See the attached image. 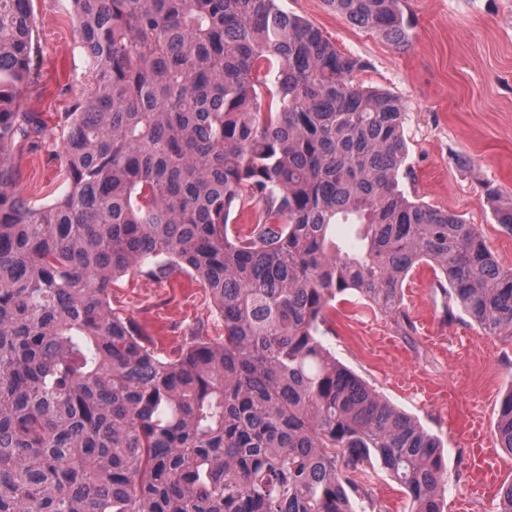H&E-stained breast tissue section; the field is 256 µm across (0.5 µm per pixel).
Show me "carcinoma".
<instances>
[{
  "instance_id": "cac0c4a2",
  "label": "carcinoma",
  "mask_w": 512,
  "mask_h": 512,
  "mask_svg": "<svg viewBox=\"0 0 512 512\" xmlns=\"http://www.w3.org/2000/svg\"><path fill=\"white\" fill-rule=\"evenodd\" d=\"M399 0H325L395 47ZM88 92L53 132L20 112L32 0H0V512H357L375 464L409 512H444L441 443L324 345L349 294L414 330L423 264L512 338V269L462 215L409 200L405 106L276 0H72ZM58 148L67 191L32 206L15 150ZM512 232V200L486 185ZM254 202L248 232L230 228ZM334 224L359 225L344 249ZM178 267L224 337L161 358L112 314L115 278ZM512 456V390L494 430Z\"/></svg>"
}]
</instances>
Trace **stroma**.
<instances>
[{
	"mask_svg": "<svg viewBox=\"0 0 512 512\" xmlns=\"http://www.w3.org/2000/svg\"><path fill=\"white\" fill-rule=\"evenodd\" d=\"M284 13L319 28L343 53L363 59L357 83L398 97L405 105L407 157L399 187L410 200L462 214L476 225L501 266L512 268V233L497 224L484 186L512 199V0H399L411 33L398 49L355 27L323 0H278ZM40 53L35 78L18 97L21 111L55 127L92 81L90 60L75 32L70 0H33ZM470 158L459 166L458 155ZM19 189L42 206L66 186L51 143L32 141L17 152ZM430 268L417 269L404 289L414 323L430 321L439 336L469 337L473 350L434 346L423 333L404 335L381 313L355 303H337L322 336L324 345L366 384L437 437L447 465L444 512H498V500L472 493L463 474L468 450L450 415L437 401L405 393L401 379L455 385L459 410L480 400L488 428H495L502 397L512 390V339L488 336L450 298L431 286ZM114 314L130 319L155 342L159 354L178 351L195 336L218 338L224 323L203 285L180 269L153 280L129 273L112 284ZM369 499L361 512H407L400 487L383 471H361Z\"/></svg>",
	"mask_w": 512,
	"mask_h": 512,
	"instance_id": "1",
	"label": "stroma"
}]
</instances>
